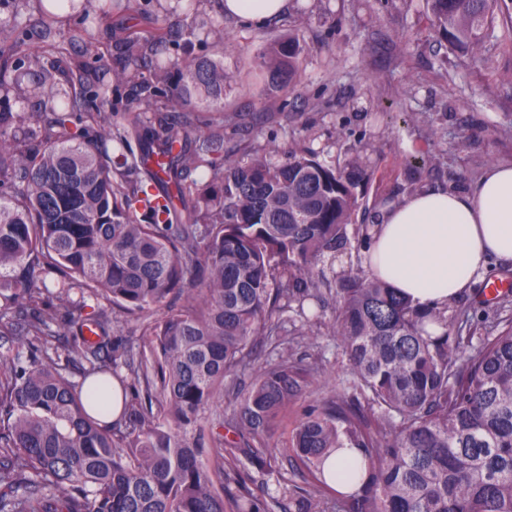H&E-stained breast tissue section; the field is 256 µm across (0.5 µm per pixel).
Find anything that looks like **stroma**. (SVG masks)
Masks as SVG:
<instances>
[{"instance_id": "35a3bbf8", "label": "stroma", "mask_w": 512, "mask_h": 512, "mask_svg": "<svg viewBox=\"0 0 512 512\" xmlns=\"http://www.w3.org/2000/svg\"><path fill=\"white\" fill-rule=\"evenodd\" d=\"M171 0H138L137 11H114L95 23L56 27L68 52L65 65L80 62L90 73L119 69L111 38L164 26L170 65L162 79L152 72L114 85L101 111L124 123L150 96L166 102L186 79L184 63L207 58L224 65V112L206 96L184 106L199 123L223 117L224 148L243 157L252 148L273 160L310 149L327 164L359 159L367 179L356 193L362 207L354 222L373 223L381 210L409 195L413 183L438 186L449 175L469 189L493 165H512V36L500 33L481 51L451 48L429 25L427 0H290L287 16L249 28L227 19L223 0H200L196 14L169 11ZM218 26L221 37H205L202 26ZM292 36L304 48L290 90L269 86L252 65L256 51L275 38ZM108 46L103 57L85 55L86 43ZM512 281V267L497 260L460 296L477 337L497 321L512 319V298L487 300L488 283ZM332 309L321 324H296L286 335L259 344L261 353L288 352L315 365V381L303 389L269 438L270 466H245L232 493L267 499L277 476L303 485L286 446L305 411L333 395H357L341 345L329 333Z\"/></svg>"}]
</instances>
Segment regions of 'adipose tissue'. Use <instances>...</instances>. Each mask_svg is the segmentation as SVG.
I'll list each match as a JSON object with an SVG mask.
<instances>
[{
  "mask_svg": "<svg viewBox=\"0 0 512 512\" xmlns=\"http://www.w3.org/2000/svg\"><path fill=\"white\" fill-rule=\"evenodd\" d=\"M289 0H224L226 17L253 26L285 15ZM512 264V165H494L466 191L428 187L389 207L363 265L420 310L445 308L486 271Z\"/></svg>",
  "mask_w": 512,
  "mask_h": 512,
  "instance_id": "adipose-tissue-1",
  "label": "adipose tissue"
}]
</instances>
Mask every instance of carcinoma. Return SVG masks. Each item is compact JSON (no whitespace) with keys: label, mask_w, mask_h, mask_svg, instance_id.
Wrapping results in <instances>:
<instances>
[{"label":"carcinoma","mask_w":512,"mask_h":512,"mask_svg":"<svg viewBox=\"0 0 512 512\" xmlns=\"http://www.w3.org/2000/svg\"><path fill=\"white\" fill-rule=\"evenodd\" d=\"M0 21V87L40 112H0V339L39 355L0 353V512H225L237 463L263 468L265 440L317 374L281 355L259 363L258 340L294 310L321 318L334 297L333 333L362 399L333 396L291 436L313 491L283 486L295 512H512V321L494 325L466 364L461 311L421 312L358 268L332 286L324 259L350 245L359 208L357 164L263 148L224 152V119L203 131L194 114H159L161 135L136 114L118 127L86 107L80 63L59 89L57 61L31 51L17 7ZM497 0H428V20L449 45L473 50L497 20ZM164 28L123 40L135 77ZM303 46L288 37L257 53L273 82L293 76ZM16 57L27 68L10 74ZM185 102L205 93L224 109V67L184 63ZM140 154H131V141ZM198 170L202 187L187 182ZM186 309L150 311L175 293ZM104 298L146 320L139 359L119 352ZM443 327L437 336L429 324ZM72 337L60 351L59 336ZM127 366L140 385L112 415V381ZM256 369L244 393L238 373ZM232 391L238 408L202 425L206 406ZM162 403L153 410V397ZM355 449L346 474L326 459ZM233 512L272 503L232 499Z\"/></svg>","instance_id":"1"}]
</instances>
